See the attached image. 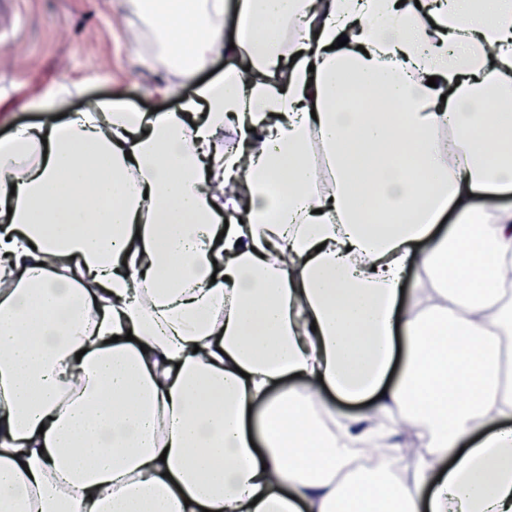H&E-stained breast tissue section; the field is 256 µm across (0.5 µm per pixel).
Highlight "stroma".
I'll return each mask as SVG.
<instances>
[{"instance_id":"stroma-1","label":"stroma","mask_w":512,"mask_h":512,"mask_svg":"<svg viewBox=\"0 0 512 512\" xmlns=\"http://www.w3.org/2000/svg\"><path fill=\"white\" fill-rule=\"evenodd\" d=\"M153 42L123 0H13L0 12V144L21 124L80 111L91 98L113 99L148 112L171 110L180 96L155 94L167 74L152 60ZM67 80L70 94L52 111L32 99Z\"/></svg>"}]
</instances>
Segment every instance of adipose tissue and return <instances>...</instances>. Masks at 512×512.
Returning <instances> with one entry per match:
<instances>
[{
	"instance_id": "adipose-tissue-1",
	"label": "adipose tissue",
	"mask_w": 512,
	"mask_h": 512,
	"mask_svg": "<svg viewBox=\"0 0 512 512\" xmlns=\"http://www.w3.org/2000/svg\"><path fill=\"white\" fill-rule=\"evenodd\" d=\"M127 5L161 95L242 65L0 146V512H512V205L438 229L512 190V0Z\"/></svg>"
}]
</instances>
